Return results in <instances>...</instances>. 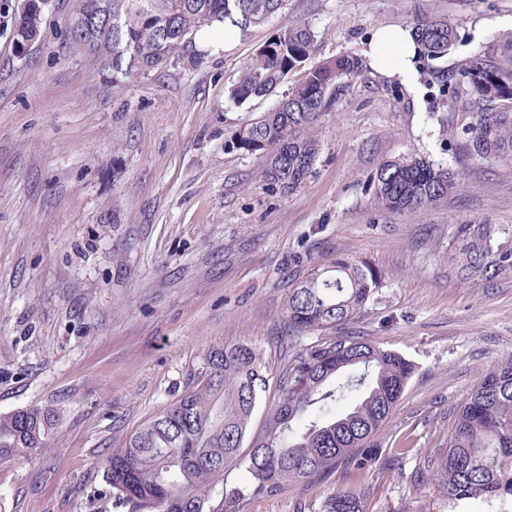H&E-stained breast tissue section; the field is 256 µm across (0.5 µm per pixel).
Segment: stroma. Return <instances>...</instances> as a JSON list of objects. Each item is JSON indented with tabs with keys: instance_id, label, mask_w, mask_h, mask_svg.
<instances>
[{
	"instance_id": "stroma-1",
	"label": "stroma",
	"mask_w": 512,
	"mask_h": 512,
	"mask_svg": "<svg viewBox=\"0 0 512 512\" xmlns=\"http://www.w3.org/2000/svg\"><path fill=\"white\" fill-rule=\"evenodd\" d=\"M18 2L0 0V415L42 405L61 420L42 448L0 458V512H114L102 455L181 395L210 346L287 357L290 289L339 255L380 275L348 331L415 366L376 437L409 454L365 477L364 512H451L432 476L412 475L442 460L460 405L512 358V278L448 271L456 225L512 224V160L462 152L477 107L460 70L512 34V0H288L247 36L194 44L118 92L63 44L71 0H49L19 55ZM427 15L454 23L448 56L419 57L409 86L364 59L319 118L303 187H272L262 155L225 147L276 102L227 95L285 24L313 25L320 60L362 56L377 31ZM411 153L464 171L463 189L415 213L377 208L371 177ZM346 479L339 468L243 512H298Z\"/></svg>"
}]
</instances>
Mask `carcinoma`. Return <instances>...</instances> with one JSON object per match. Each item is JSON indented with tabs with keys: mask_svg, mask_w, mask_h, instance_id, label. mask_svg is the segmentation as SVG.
Returning a JSON list of instances; mask_svg holds the SVG:
<instances>
[{
	"mask_svg": "<svg viewBox=\"0 0 512 512\" xmlns=\"http://www.w3.org/2000/svg\"><path fill=\"white\" fill-rule=\"evenodd\" d=\"M287 0H74L62 31L65 44L81 48L106 86L120 90L160 69L213 26L246 34L280 13ZM42 14L30 12L14 43L37 38ZM420 52L448 54L454 24L425 17L412 30ZM317 33L306 20L282 26L243 66L229 91L235 104L267 97L313 54ZM363 62L341 55L316 63L277 104L231 131L225 147L266 159L264 177L274 187L303 186L319 154L317 119L342 80ZM480 102L495 109L474 113L463 151L483 160L512 159V38L493 40L461 69ZM464 172L417 155L384 163L373 175L377 207L414 213L460 188ZM448 264L465 280L512 277V225H457L448 242ZM376 272L338 256L328 270H314L290 289L288 331L343 329L369 301ZM270 364L250 342L209 348L193 367L181 396L111 448L100 468L112 503L125 512H241L252 499L271 496L289 482L312 481L338 467L358 479L379 461L378 431L397 407L414 373L413 363L359 336H324L279 367V397L265 429L242 451L249 422L265 391ZM345 402L344 412L335 411ZM59 423L56 410L31 406L0 415V457L40 448ZM247 474L224 482V470ZM439 494L473 512L471 505L512 496V358L486 375L459 408L448 452L436 470ZM222 488L220 498L214 497ZM365 487L335 486L317 494L309 512H364Z\"/></svg>",
	"mask_w": 512,
	"mask_h": 512,
	"instance_id": "carcinoma-1",
	"label": "carcinoma"
}]
</instances>
